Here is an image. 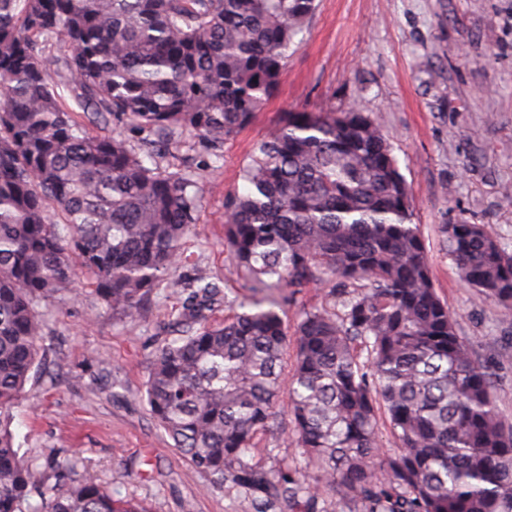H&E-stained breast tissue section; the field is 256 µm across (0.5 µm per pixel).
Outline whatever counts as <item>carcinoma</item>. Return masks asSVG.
Masks as SVG:
<instances>
[{
    "label": "carcinoma",
    "mask_w": 512,
    "mask_h": 512,
    "mask_svg": "<svg viewBox=\"0 0 512 512\" xmlns=\"http://www.w3.org/2000/svg\"><path fill=\"white\" fill-rule=\"evenodd\" d=\"M315 8L0 0V413L38 371L46 306L74 292L78 271L137 326L186 268L179 336L156 351L144 397L213 483L251 497L255 512H328L307 469L266 473L245 461L276 427L289 367L297 446L342 512H512V424L495 373L434 287L409 187L369 114L290 112L257 145L224 221L249 294L229 299L186 254L206 186L163 168L160 148L188 135L222 158L272 95ZM76 108L147 136L135 147L116 130L93 134ZM440 232L465 283L511 315L512 252L483 224ZM310 286L322 302L303 310L290 341L281 311ZM221 300L229 315L211 323ZM381 407L399 448L391 456L379 443ZM71 468L26 459L0 417V512H146L72 481Z\"/></svg>",
    "instance_id": "obj_1"
}]
</instances>
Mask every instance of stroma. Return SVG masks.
<instances>
[{"label":"stroma","mask_w":512,"mask_h":512,"mask_svg":"<svg viewBox=\"0 0 512 512\" xmlns=\"http://www.w3.org/2000/svg\"><path fill=\"white\" fill-rule=\"evenodd\" d=\"M369 113L387 133L411 193L434 284L480 363L494 366V393L512 421V317L465 284L442 248V224H482L512 251V0H316L279 82L254 122L224 144L222 160L185 143L181 154L207 184L186 246L223 281L245 280L224 252L225 195L257 143L291 112ZM49 307L42 366L8 421L26 457H69L70 477L90 481L148 512H253L173 448L143 398L157 346L179 298L164 288L140 327L126 326L87 275ZM278 431L262 436L250 464L274 470L300 450L280 398Z\"/></svg>","instance_id":"stroma-1"}]
</instances>
